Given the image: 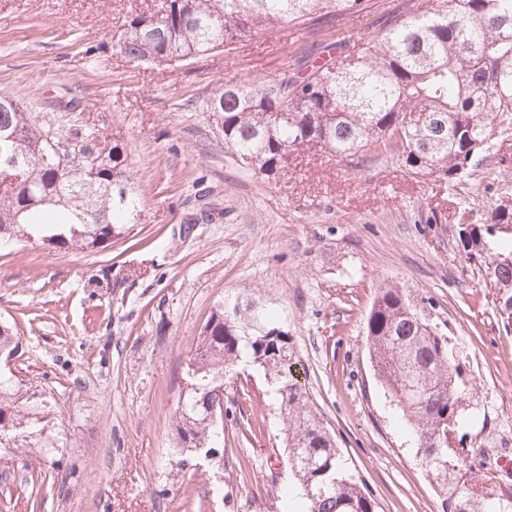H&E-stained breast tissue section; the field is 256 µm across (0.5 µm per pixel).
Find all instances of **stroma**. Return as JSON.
Masks as SVG:
<instances>
[{
    "label": "stroma",
    "instance_id": "stroma-1",
    "mask_svg": "<svg viewBox=\"0 0 512 512\" xmlns=\"http://www.w3.org/2000/svg\"><path fill=\"white\" fill-rule=\"evenodd\" d=\"M160 0H0V92L66 112L124 147L137 224L104 250L0 249V371L49 400L37 440L0 453V512H288L285 426L261 369L226 379L224 460L174 434L187 362L218 304L273 313L293 373L381 512H441L440 489L377 386L365 322L379 288L402 289L461 355L469 485L512 493V318L458 237L512 199V136L455 186L392 161L360 169L312 150L285 177L241 165L206 110L225 84L274 77L304 29L261 30L181 67L133 66L112 48ZM214 204L222 218L208 221ZM257 431H248V423ZM53 469V485L32 482Z\"/></svg>",
    "mask_w": 512,
    "mask_h": 512
}]
</instances>
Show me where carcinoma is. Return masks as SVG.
I'll list each match as a JSON object with an SVG mask.
<instances>
[{"mask_svg":"<svg viewBox=\"0 0 512 512\" xmlns=\"http://www.w3.org/2000/svg\"><path fill=\"white\" fill-rule=\"evenodd\" d=\"M362 0H162L112 35L129 62L184 66L222 51L256 28L285 24L321 37L296 67L266 81L218 88L217 125L241 164L268 178L287 173L288 156L320 148L352 167L391 157L416 176L455 183L496 139L512 134V0H430L352 37L336 20ZM80 141V154L62 144ZM99 130L58 112H31L0 93V238L33 241L51 252L106 249L130 232L138 202L121 144L97 150ZM458 228L485 281L512 297V202L486 224ZM366 344L374 375L416 435L421 461L459 512H503L501 499L450 483L445 421L465 424V384L448 338L427 323L397 288H381L368 314ZM288 332L249 304L219 306L198 336L176 409L178 444L208 441V408L224 411V376L240 361L264 359L287 425L288 464L302 512H379L378 502L346 471L333 436L305 388L290 375ZM0 373V451L25 437L58 448L29 420L47 401L12 396Z\"/></svg>","mask_w":512,"mask_h":512,"instance_id":"carcinoma-1","label":"carcinoma"}]
</instances>
